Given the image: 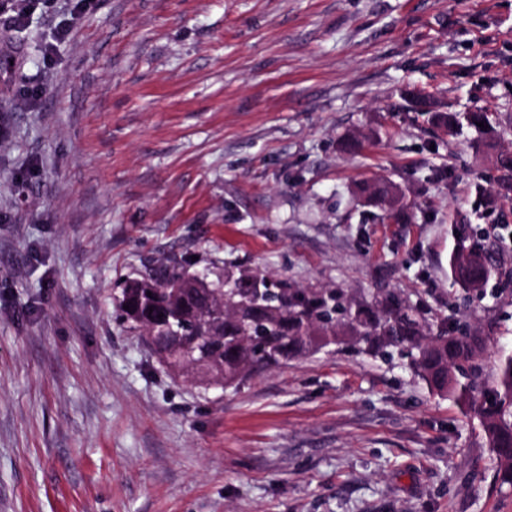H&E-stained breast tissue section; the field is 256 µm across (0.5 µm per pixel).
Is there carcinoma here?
I'll list each match as a JSON object with an SVG mask.
<instances>
[{
	"label": "carcinoma",
	"mask_w": 512,
	"mask_h": 512,
	"mask_svg": "<svg viewBox=\"0 0 512 512\" xmlns=\"http://www.w3.org/2000/svg\"><path fill=\"white\" fill-rule=\"evenodd\" d=\"M445 122L450 129L466 125L494 137L484 112L456 113ZM495 168L491 190L511 200V149L497 153ZM366 193L368 202L384 211L393 205L390 182L377 183ZM449 265L454 282L466 292V305L470 297L483 295L490 281H512V255L499 237L479 228L460 237ZM116 304L122 322L173 374L207 386L220 379L231 387L290 356L331 346L388 360L398 357L431 393L458 406L484 438L499 485L512 488V353L499 350L493 368L486 369L483 354L490 333L466 320L450 325L442 318L432 325L399 300L357 305L341 289L304 292L263 274L219 272L202 280L177 265L126 281Z\"/></svg>",
	"instance_id": "obj_1"
}]
</instances>
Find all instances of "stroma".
<instances>
[{
    "instance_id": "stroma-1",
    "label": "stroma",
    "mask_w": 512,
    "mask_h": 512,
    "mask_svg": "<svg viewBox=\"0 0 512 512\" xmlns=\"http://www.w3.org/2000/svg\"><path fill=\"white\" fill-rule=\"evenodd\" d=\"M0 47V512H512L403 363L205 389L114 301L161 264L263 272L511 349L512 288L459 310L446 257L512 223L475 190L512 149V0H49ZM474 111L493 141L441 121ZM386 179L402 220L359 192Z\"/></svg>"
}]
</instances>
